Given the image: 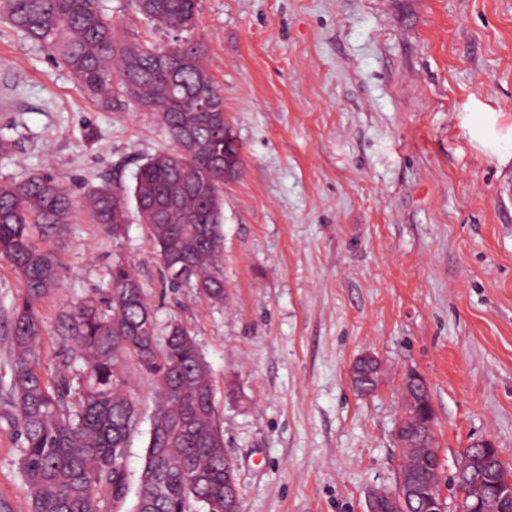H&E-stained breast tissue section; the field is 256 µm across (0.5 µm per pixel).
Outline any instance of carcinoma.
<instances>
[{"label":"carcinoma","mask_w":512,"mask_h":512,"mask_svg":"<svg viewBox=\"0 0 512 512\" xmlns=\"http://www.w3.org/2000/svg\"><path fill=\"white\" fill-rule=\"evenodd\" d=\"M198 0H132L156 30L170 36L180 65L160 62L162 46L118 37L98 0H0V12L29 41L53 51L85 92L107 110L130 99L154 112L172 143L140 167L131 191L91 186L83 208L90 221L116 232L126 223L127 197L146 225L166 286L188 287L199 298L224 302L226 178L242 165L224 159V97L197 43L182 38L196 27ZM191 132L201 149L175 164L179 136ZM74 197L48 174L0 180V260L23 285L10 320V380L0 384V420L19 438L18 469L31 512H102L101 496L130 512H224V434L208 365L182 323L161 326L141 281L123 261L107 287L62 311L58 336L85 369L69 388L42 371L45 322L40 304L57 288L54 242L68 230ZM146 374L154 409L143 467L134 475L125 451L140 434V403L124 370ZM429 395L405 383L402 410ZM439 494L429 479L409 512H426Z\"/></svg>","instance_id":"obj_1"}]
</instances>
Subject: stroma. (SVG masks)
Listing matches in <instances>:
<instances>
[{
	"instance_id": "stroma-1",
	"label": "stroma",
	"mask_w": 512,
	"mask_h": 512,
	"mask_svg": "<svg viewBox=\"0 0 512 512\" xmlns=\"http://www.w3.org/2000/svg\"><path fill=\"white\" fill-rule=\"evenodd\" d=\"M100 4L126 39L164 42L130 0ZM191 37L243 157L222 192L224 302L164 287L136 213L113 236L75 212L41 305L48 375L73 374L59 314L121 259L210 367L243 512H365L370 490H394L411 371L442 498L475 441L512 466V0H199ZM5 140L0 177L54 173L77 195L133 187L171 146L154 113L105 110L0 16ZM21 291L0 262V376ZM367 352L388 370L371 396L349 376ZM19 445L0 423V494L31 512ZM401 421H403L402 418L399 419L394 431V439L400 453L413 456L423 464H431L436 471L439 481L442 461L438 445L436 444V428L434 424L435 415H430L428 413L424 414L421 422V428L425 438L419 444L410 443L406 436L403 433H400L399 423Z\"/></svg>"
}]
</instances>
